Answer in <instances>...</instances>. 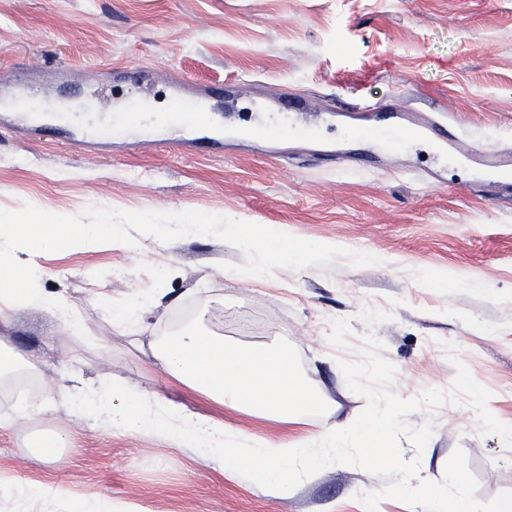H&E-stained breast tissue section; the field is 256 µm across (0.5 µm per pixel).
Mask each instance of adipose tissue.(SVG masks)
<instances>
[{"label": "adipose tissue", "mask_w": 512, "mask_h": 512, "mask_svg": "<svg viewBox=\"0 0 512 512\" xmlns=\"http://www.w3.org/2000/svg\"><path fill=\"white\" fill-rule=\"evenodd\" d=\"M230 230L240 245L261 255L256 275L297 257L282 226H271L259 236L246 224L231 225ZM4 242L10 245L15 262L10 276L0 279V327L10 325L16 311L24 308L50 312L74 332L80 329L78 319L57 295L38 288L45 271L27 257V249L95 248L105 242L129 251L137 247L120 233H107L101 224H37L29 215L18 223L0 224V244ZM151 350L169 378L217 405L288 423L325 407L322 397L307 387L290 350L283 345H231L211 334L203 322L195 321L155 341ZM52 391L82 420L104 422L113 431L126 434L159 431L173 445L200 449L230 478L253 472L266 494L276 499L289 497L299 483L335 466L338 449H352L367 461L386 456L382 437L397 421L395 409L376 408L358 425L332 420L321 430L295 438L272 441L254 434L244 443L221 419L136 386H93L64 375ZM2 485L12 490L23 512L70 503L67 493L54 484L33 489L19 480L0 477Z\"/></svg>", "instance_id": "adipose-tissue-1"}]
</instances>
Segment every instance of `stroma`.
I'll return each instance as SVG.
<instances>
[{
  "instance_id": "stroma-1",
  "label": "stroma",
  "mask_w": 512,
  "mask_h": 512,
  "mask_svg": "<svg viewBox=\"0 0 512 512\" xmlns=\"http://www.w3.org/2000/svg\"><path fill=\"white\" fill-rule=\"evenodd\" d=\"M32 62L41 96L63 105L79 95L102 123L111 115L100 96L135 97L117 62L146 72L149 101L162 109L173 107V82L212 88L210 134L221 145L159 146L140 127L131 145L45 143L7 112L19 92L14 79ZM227 81L238 98L229 118L214 90ZM354 88L375 101L398 89L437 101L466 128L469 144L512 149V0H0V220L36 208L74 224H117L138 242L133 251L37 254L47 271L40 288L62 295L84 332L70 334L26 309L6 340L44 375L137 385L211 411L241 435L277 441L318 430L325 413L294 425L210 405L169 381L152 341L204 305L207 329L225 339L288 342L310 386L334 405L336 419L351 422L365 400L347 387L340 364L362 357L368 330L358 314L369 305L394 316L371 331L396 368L400 397L450 390V343L490 391L492 413L512 424V201L476 192L462 164L445 185L422 184L408 169L431 167L428 142L368 172L329 169L295 140L273 143L237 129L259 93L287 89L319 106ZM179 215L194 216L196 226L161 232ZM228 216L258 234L286 226L291 247L310 252L307 268L288 262L253 279L258 255L218 226ZM364 254L381 264L361 262ZM162 263L173 273L166 299L146 314L147 331L113 326L112 308L151 288ZM14 389L0 385V471L32 486L58 483L77 499L133 503L142 512H365L359 494L387 483L339 464L274 499L255 479H226L196 449L172 447L157 432L88 426L41 385L33 390L37 412L19 417ZM409 420L435 428L421 452L398 438L404 459H420V476L444 475L459 448L479 500L512 491V450L482 433L468 403ZM52 433L72 441L54 462L19 456Z\"/></svg>"
}]
</instances>
